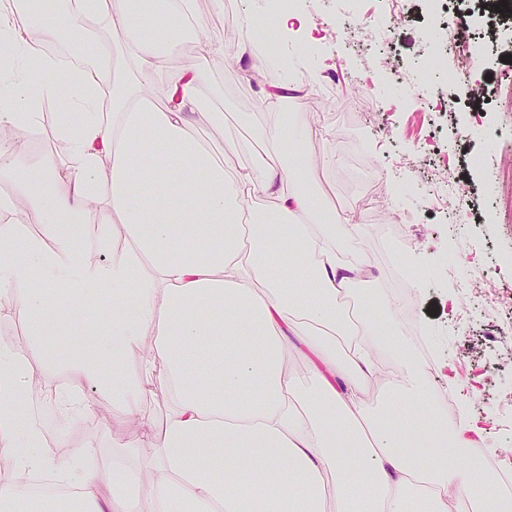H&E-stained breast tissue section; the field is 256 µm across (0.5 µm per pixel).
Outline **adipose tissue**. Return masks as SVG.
<instances>
[{
    "label": "adipose tissue",
    "instance_id": "obj_1",
    "mask_svg": "<svg viewBox=\"0 0 512 512\" xmlns=\"http://www.w3.org/2000/svg\"><path fill=\"white\" fill-rule=\"evenodd\" d=\"M189 3L63 0L44 11L0 0V124L26 135L41 125V100L69 105L53 129L69 146L66 168L48 156L22 163L0 146V180L14 187L0 210L20 201L43 218L36 237L0 225V311L28 323L22 344L0 348V455L13 469L0 512H16L44 472L73 489L78 512H460L465 490L472 512H512V499H487L469 456L483 439L479 418L465 410L445 422L425 362L397 344L393 324L347 303L367 263L347 258L362 232L355 218H337L309 187L302 149L322 127L306 115L254 125L233 169L196 136L197 124L224 121L200 107L224 47L196 36L193 62L170 68ZM62 32L93 44L91 63L70 74L46 51ZM313 38L299 15H281L271 32L254 17L241 49L263 42L278 53ZM160 82L170 90L162 108ZM91 207L100 224L126 229L111 261L75 248ZM91 299L101 314L85 310ZM75 325L85 338L64 361L76 382L58 392L61 411L93 412V391L126 416L153 386L173 397L164 423L140 424L159 451L149 469L129 441L108 466L83 454L59 461L32 423L31 356ZM144 344L139 373L114 389L125 354ZM396 359L410 364L405 378L390 369ZM376 385L384 405L374 411L364 397Z\"/></svg>",
    "mask_w": 512,
    "mask_h": 512
}]
</instances>
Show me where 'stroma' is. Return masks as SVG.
<instances>
[{
    "instance_id": "obj_1",
    "label": "stroma",
    "mask_w": 512,
    "mask_h": 512,
    "mask_svg": "<svg viewBox=\"0 0 512 512\" xmlns=\"http://www.w3.org/2000/svg\"><path fill=\"white\" fill-rule=\"evenodd\" d=\"M194 0L195 15L209 33L224 39V51L236 59L232 66L215 60L209 66L212 91L206 103L221 107L223 126L202 125L203 135L222 149L228 162H235L233 143L250 137V116L242 104H261L263 91L276 67L259 54L240 56L239 42L227 39L228 21L240 20L243 12L266 17L268 0ZM296 9L316 28L322 40L314 46L293 44L288 48L294 61L318 71L317 82L296 92L288 101L290 113L300 112L304 101L334 88L321 114L326 138L311 144V153L326 154L333 163L315 170L312 186L337 218L358 215L364 234L359 243L367 257L366 286L372 294L389 296L391 271L373 246V218L360 211L359 194L345 174L362 162L371 169L378 191L394 198L393 216L417 221V238L411 257L423 274L415 318L418 332L403 331L401 338L416 345L425 338L438 364L466 357L474 371L472 384L459 396L487 428L485 457L511 448L512 355L492 346L489 336L496 331L497 317L477 310L470 318L448 311V301L460 298L462 284L448 270L449 252L471 255L483 265L501 293L512 291V265L504 257L512 255V184L499 178L504 160L512 159V111L496 93L500 83L512 79V19L499 15L495 0H447L442 17H435L426 0H405L404 19L388 40L376 39L363 29L354 44L337 39L334 19L336 0H297ZM464 35L477 58L476 65L461 72L463 85L482 93L480 107H473L456 89L442 82L422 83L420 64L429 60V40L438 35L440 23ZM404 86L400 100L388 96L390 82ZM494 153H487L486 145ZM464 186L463 206L471 214L469 224L452 226L432 205L431 188L441 179ZM33 365L41 389L31 397L32 416L49 441L51 452L62 461L75 451L90 452L99 460L103 449L136 440L142 463L156 455L150 442L138 437V418L163 422L171 407V395L163 388L148 393L139 406L138 418H128L112 410V400L100 398L89 416L59 418L53 397L59 388L76 378L72 370L51 363L43 353H35Z\"/></svg>"
}]
</instances>
